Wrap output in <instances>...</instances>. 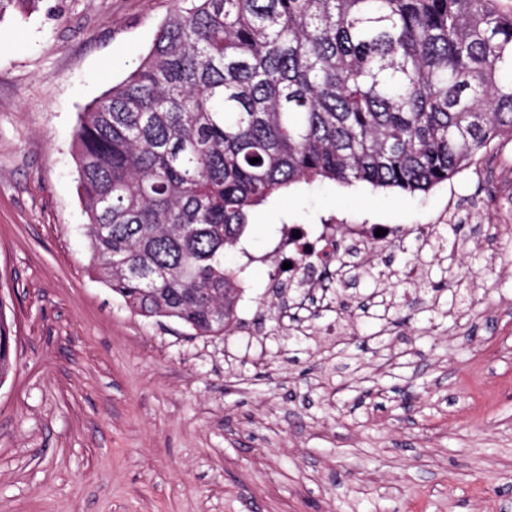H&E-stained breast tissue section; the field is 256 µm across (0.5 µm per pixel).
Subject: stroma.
<instances>
[{"mask_svg": "<svg viewBox=\"0 0 512 512\" xmlns=\"http://www.w3.org/2000/svg\"><path fill=\"white\" fill-rule=\"evenodd\" d=\"M179 0H35L0 14V512H512V140L415 194L300 183L251 213L243 334L132 312L90 266L75 133ZM458 224L418 307L379 335L357 281L296 344L267 254L281 224ZM497 272L485 277L488 261ZM472 295L454 312L437 280ZM349 325L329 335L336 317Z\"/></svg>", "mask_w": 512, "mask_h": 512, "instance_id": "1", "label": "stroma"}]
</instances>
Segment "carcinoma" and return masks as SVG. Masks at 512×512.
Returning a JSON list of instances; mask_svg holds the SVG:
<instances>
[{
  "instance_id": "1",
  "label": "carcinoma",
  "mask_w": 512,
  "mask_h": 512,
  "mask_svg": "<svg viewBox=\"0 0 512 512\" xmlns=\"http://www.w3.org/2000/svg\"><path fill=\"white\" fill-rule=\"evenodd\" d=\"M183 2L76 130L92 268L140 316L221 334L242 273L226 251L268 198L425 192L512 136L502 0ZM10 339L0 319V378Z\"/></svg>"
}]
</instances>
